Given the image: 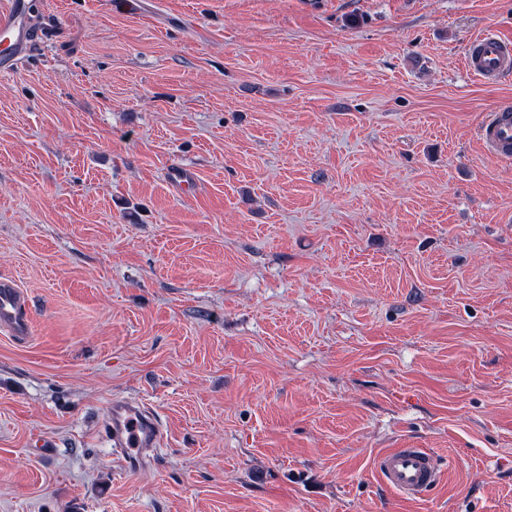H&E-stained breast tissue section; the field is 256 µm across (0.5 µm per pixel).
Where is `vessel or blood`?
<instances>
[{
    "label": "vessel or blood",
    "instance_id": "b4317fda",
    "mask_svg": "<svg viewBox=\"0 0 512 512\" xmlns=\"http://www.w3.org/2000/svg\"><path fill=\"white\" fill-rule=\"evenodd\" d=\"M31 0H7L0 9V72L17 66L34 36L29 22ZM465 70L487 83L512 74V39L488 29L474 37L464 56ZM484 152L497 161L512 162V104L503 103L485 115L478 128ZM0 330L17 341L28 340L32 331L28 298L10 277H0ZM106 424L125 468L148 466V451L157 447L162 428L141 403L116 399L110 404ZM375 468L387 487L405 499L417 500L440 479L436 455L426 448H391L378 454Z\"/></svg>",
    "mask_w": 512,
    "mask_h": 512
}]
</instances>
